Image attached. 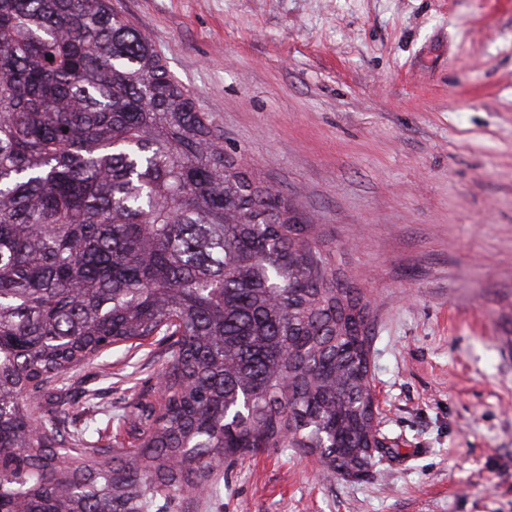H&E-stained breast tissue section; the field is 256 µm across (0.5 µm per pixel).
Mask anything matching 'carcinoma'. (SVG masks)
I'll return each mask as SVG.
<instances>
[{
	"mask_svg": "<svg viewBox=\"0 0 512 512\" xmlns=\"http://www.w3.org/2000/svg\"><path fill=\"white\" fill-rule=\"evenodd\" d=\"M289 210L110 0H0V512H154L286 442L370 460L363 295ZM153 336L163 402L86 476L100 429L45 402Z\"/></svg>",
	"mask_w": 512,
	"mask_h": 512,
	"instance_id": "carcinoma-1",
	"label": "carcinoma"
}]
</instances>
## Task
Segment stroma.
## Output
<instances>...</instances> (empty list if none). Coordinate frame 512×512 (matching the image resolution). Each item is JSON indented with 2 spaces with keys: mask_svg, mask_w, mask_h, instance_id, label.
I'll use <instances>...</instances> for the list:
<instances>
[{
  "mask_svg": "<svg viewBox=\"0 0 512 512\" xmlns=\"http://www.w3.org/2000/svg\"><path fill=\"white\" fill-rule=\"evenodd\" d=\"M227 153L315 224L369 305L384 447L359 477L305 448L225 459L172 512H512V0H112ZM162 345L75 368L123 417Z\"/></svg>",
  "mask_w": 512,
  "mask_h": 512,
  "instance_id": "35a3bbf8",
  "label": "stroma"
}]
</instances>
